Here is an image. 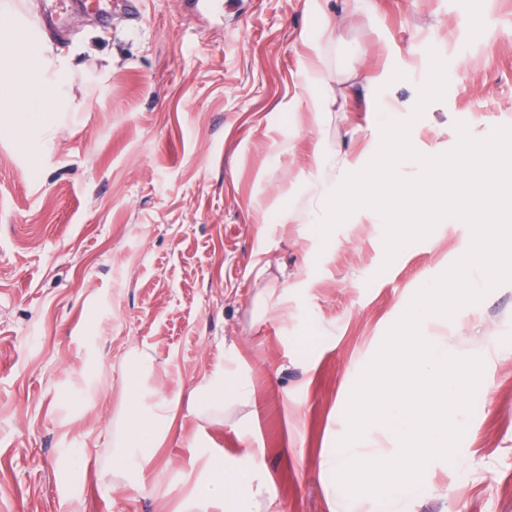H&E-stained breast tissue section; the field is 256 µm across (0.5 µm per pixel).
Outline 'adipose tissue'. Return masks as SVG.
I'll list each match as a JSON object with an SVG mask.
<instances>
[{
  "mask_svg": "<svg viewBox=\"0 0 512 512\" xmlns=\"http://www.w3.org/2000/svg\"><path fill=\"white\" fill-rule=\"evenodd\" d=\"M334 30L330 21H322L319 28L308 35L305 44L308 54L303 61L304 93L307 109L321 113L329 111L332 100L330 80L321 56L323 43L331 41ZM60 97L58 85L46 82L41 68L32 62L8 63L7 74L0 78V100H10V107L0 114V131H13L41 122ZM229 394L239 404L251 398L249 380L232 374L216 372L196 390L199 410L210 411L219 393ZM176 414L166 402H158L151 409L132 410L127 422V438L132 447L138 448L137 456L123 454L113 459V469L124 472L134 467H144L157 447L174 427ZM248 488L251 499L260 512H281V507L270 493L269 475L263 464H253L242 470L221 461L212 462L208 481L200 488L197 502L217 501L224 512H233L241 488Z\"/></svg>",
  "mask_w": 512,
  "mask_h": 512,
  "instance_id": "obj_1",
  "label": "adipose tissue"
}]
</instances>
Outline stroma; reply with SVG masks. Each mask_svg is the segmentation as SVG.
Instances as JSON below:
<instances>
[{
  "label": "stroma",
  "mask_w": 512,
  "mask_h": 512,
  "mask_svg": "<svg viewBox=\"0 0 512 512\" xmlns=\"http://www.w3.org/2000/svg\"><path fill=\"white\" fill-rule=\"evenodd\" d=\"M223 3L220 20L185 0H144L135 20L75 12L42 39L52 0H29L22 24L17 0H0L28 37L0 42V59L38 56L64 85L41 127L0 134V512H183L218 457L259 458L282 512H339L321 461L351 389L415 290L468 244L467 225L444 221L386 268L375 214L324 244L299 210L319 149L372 157L368 100L411 113L428 49L449 83L412 128L418 149H452L459 121L477 137L512 125V0ZM325 18L336 101L319 122L302 34ZM429 332L459 354L482 348L484 375L456 460L431 462L403 512H512V284ZM133 351L147 370L129 368ZM222 370L250 381L251 401L199 416L190 396ZM135 394L172 401L178 426L120 477Z\"/></svg>",
  "instance_id": "stroma-1"
}]
</instances>
